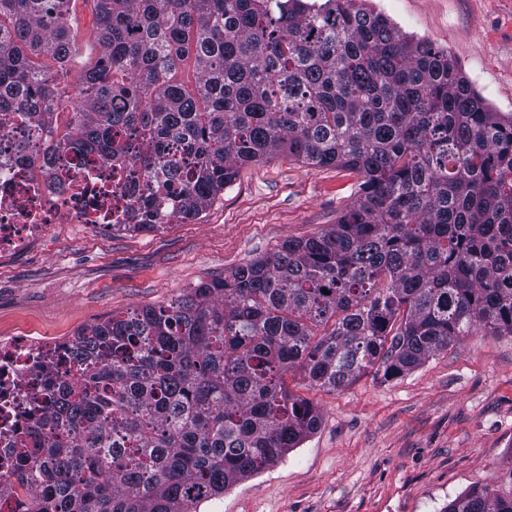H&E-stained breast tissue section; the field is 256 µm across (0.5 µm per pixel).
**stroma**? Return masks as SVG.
Instances as JSON below:
<instances>
[{
    "label": "stroma",
    "mask_w": 512,
    "mask_h": 512,
    "mask_svg": "<svg viewBox=\"0 0 512 512\" xmlns=\"http://www.w3.org/2000/svg\"><path fill=\"white\" fill-rule=\"evenodd\" d=\"M445 51L496 112L512 113V0H366ZM359 177L287 157L240 166L187 224L114 233L56 224L0 257V337L47 343L187 288L224 279L288 239L336 223ZM320 411L317 430L197 512H442L479 483L512 491V336L476 333L402 377L347 387L286 377Z\"/></svg>",
    "instance_id": "obj_1"
}]
</instances>
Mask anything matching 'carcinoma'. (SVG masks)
Here are the masks:
<instances>
[{
	"label": "carcinoma",
	"mask_w": 512,
	"mask_h": 512,
	"mask_svg": "<svg viewBox=\"0 0 512 512\" xmlns=\"http://www.w3.org/2000/svg\"><path fill=\"white\" fill-rule=\"evenodd\" d=\"M74 0H0V126L54 125L82 44ZM87 106L47 151L126 165L150 194L114 232L195 219L241 165L288 155L362 176L329 229L222 280L78 331L83 367L16 464V512H190L298 447L319 423L286 385L384 380L482 331L512 336V114L448 54L358 0H93ZM194 57L192 90L176 78ZM49 57L55 69L33 61ZM443 512H512L491 484Z\"/></svg>",
	"instance_id": "cac0c4a2"
}]
</instances>
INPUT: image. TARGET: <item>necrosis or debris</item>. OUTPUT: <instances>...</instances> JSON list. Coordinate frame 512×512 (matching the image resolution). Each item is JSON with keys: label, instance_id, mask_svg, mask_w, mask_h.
I'll return each mask as SVG.
<instances>
[{"label": "necrosis or debris", "instance_id": "1", "mask_svg": "<svg viewBox=\"0 0 512 512\" xmlns=\"http://www.w3.org/2000/svg\"><path fill=\"white\" fill-rule=\"evenodd\" d=\"M42 148L37 121L0 128V253L20 252L56 224L108 228L127 222V174L113 170L96 152L56 154L51 164L24 160L22 140ZM68 345L48 346L18 336L0 339V454L14 447L18 432L45 418V395H61L77 375L66 364Z\"/></svg>", "mask_w": 512, "mask_h": 512}]
</instances>
